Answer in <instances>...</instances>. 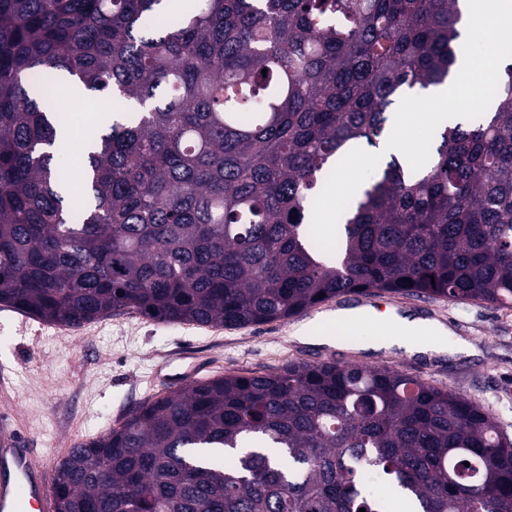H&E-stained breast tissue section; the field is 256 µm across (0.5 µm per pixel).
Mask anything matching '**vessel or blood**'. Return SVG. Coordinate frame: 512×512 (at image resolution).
<instances>
[{
	"instance_id": "1",
	"label": "vessel or blood",
	"mask_w": 512,
	"mask_h": 512,
	"mask_svg": "<svg viewBox=\"0 0 512 512\" xmlns=\"http://www.w3.org/2000/svg\"><path fill=\"white\" fill-rule=\"evenodd\" d=\"M51 461L26 447L13 413H0V512H56Z\"/></svg>"
}]
</instances>
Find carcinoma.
Instances as JSON below:
<instances>
[{"mask_svg": "<svg viewBox=\"0 0 512 512\" xmlns=\"http://www.w3.org/2000/svg\"><path fill=\"white\" fill-rule=\"evenodd\" d=\"M193 2L0 0V305L68 328L233 329L374 291L512 309V62L490 120L442 122L418 171L380 162L333 252L310 235L331 164L456 73L457 0ZM64 72L126 105L82 140L79 208ZM53 489L56 512H512V445L451 389L298 361L143 403Z\"/></svg>", "mask_w": 512, "mask_h": 512, "instance_id": "cac0c4a2", "label": "carcinoma"}]
</instances>
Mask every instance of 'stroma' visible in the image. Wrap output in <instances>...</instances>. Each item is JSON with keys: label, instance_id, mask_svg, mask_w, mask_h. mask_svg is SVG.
Masks as SVG:
<instances>
[{"label": "stroma", "instance_id": "1", "mask_svg": "<svg viewBox=\"0 0 512 512\" xmlns=\"http://www.w3.org/2000/svg\"><path fill=\"white\" fill-rule=\"evenodd\" d=\"M405 311L438 321L474 354L428 356L401 350L368 353L359 340L390 335L383 319L339 329L336 313L351 302L329 301L298 316L242 329L160 324L127 311L61 331L0 306V410L15 414L30 447L52 461L61 451L104 434L156 395L196 381L280 371L288 362H350L387 367L467 395L498 421L512 441V310L475 301L394 294ZM313 339H293L301 326Z\"/></svg>", "mask_w": 512, "mask_h": 512}]
</instances>
